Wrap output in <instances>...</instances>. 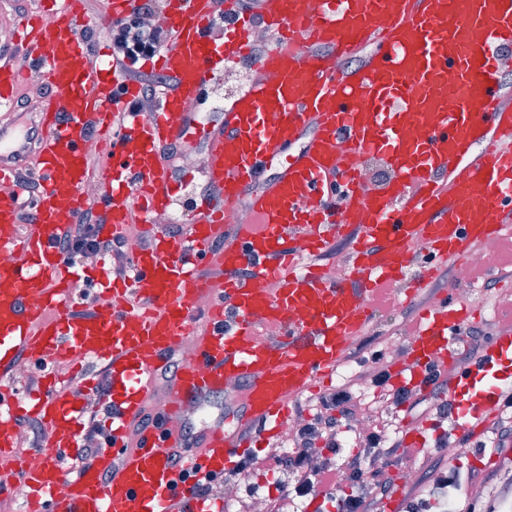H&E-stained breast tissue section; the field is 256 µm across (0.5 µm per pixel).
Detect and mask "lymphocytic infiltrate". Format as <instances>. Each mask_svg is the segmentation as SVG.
Here are the masks:
<instances>
[{
	"mask_svg": "<svg viewBox=\"0 0 512 512\" xmlns=\"http://www.w3.org/2000/svg\"><path fill=\"white\" fill-rule=\"evenodd\" d=\"M165 6L166 0H139L128 16L106 23L102 30L123 81L140 87L135 101L118 106L116 123H123L128 112H154L162 91L172 83L171 77L148 66L149 61L173 43L170 29L153 27L147 22L149 16L161 14ZM99 221L98 209H85L78 213L75 223L60 233L57 245L65 263L82 262L90 253L121 251L125 234L100 236ZM377 342L374 336L366 341L371 348V381L390 406L416 422L448 416L450 406L443 398L447 380L441 379L439 372H431V390L427 393L392 385L391 363L385 352L377 349ZM356 390V381L349 377L317 398L297 403L295 412L300 422L291 448L284 450L272 445L263 455L250 453L240 457L225 472V481L250 476L259 468L276 473L274 491L263 494L266 512H283V501L310 497L334 502L336 512H374L375 504L390 497L394 490L389 465L402 461L405 454L400 441L376 433L362 441L357 452L345 453L343 436L355 420ZM447 446L448 437L441 434L431 447L423 449L426 468L405 490L422 512H447L450 491L461 486L458 473L448 469Z\"/></svg>",
	"mask_w": 512,
	"mask_h": 512,
	"instance_id": "lymphocytic-infiltrate-1",
	"label": "lymphocytic infiltrate"
}]
</instances>
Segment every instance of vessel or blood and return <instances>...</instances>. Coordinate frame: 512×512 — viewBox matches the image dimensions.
<instances>
[{
    "label": "vessel or blood",
    "mask_w": 512,
    "mask_h": 512,
    "mask_svg": "<svg viewBox=\"0 0 512 512\" xmlns=\"http://www.w3.org/2000/svg\"><path fill=\"white\" fill-rule=\"evenodd\" d=\"M219 1L228 12L237 5L167 0L175 41L154 65L174 84L154 112L127 113L119 128L115 104L132 101L138 89L122 84L111 63H91L81 39L89 20L78 0H41L39 13L14 30L49 86L37 122H0V250L14 256L0 266V458L17 446L19 420L36 416L46 430L44 462L16 463L36 493L29 512H213L191 471L223 475L248 449L278 437L293 402L343 360L383 293L407 278L408 295H416L436 264L500 243L512 223V110L501 105L512 0H260L263 23L277 35L255 58L263 77L203 128L207 88L229 61L250 55V18L215 30ZM313 44L326 54L311 53ZM365 44L372 51L362 66L338 72L337 55ZM23 79L0 62V109ZM101 134L112 154L98 176L103 235L120 233L135 216L151 223L175 203L180 186L158 157L164 145L205 140L219 198L185 211L187 236L156 230L153 247L132 256L131 278L103 271L93 315L75 318L68 286L77 269L64 263L56 239L83 206L87 147ZM34 137L39 197L35 221L25 226L15 162ZM364 154L392 173L371 193L352 168L353 156ZM340 193L347 197L341 205ZM245 196L255 219L224 239L226 212ZM299 225L306 237H295ZM344 233L355 244L353 274L325 280L309 258ZM218 240L224 248L215 255ZM210 261L224 269L218 291L199 275ZM246 267L251 277H240ZM263 282L271 291L260 290ZM204 292L211 305L198 334L195 301ZM294 310L301 313L295 321ZM470 315L447 299L427 309L405 360L394 366V383L422 390L429 366L453 370ZM259 316L279 327L278 344L255 338ZM183 336L194 352L171 381L170 409L223 392L233 379L246 392L241 421L261 431L248 437L220 423L204 428L200 451L178 466L173 455L183 442L173 423L146 428L132 448L127 438L148 400L147 378ZM76 355L105 366L112 444L69 478L60 460L78 446L82 391L57 387L49 365ZM21 358L40 371L46 394L15 391ZM453 372L447 397L461 436L480 430L512 396V328Z\"/></svg>",
    "instance_id": "1"
}]
</instances>
